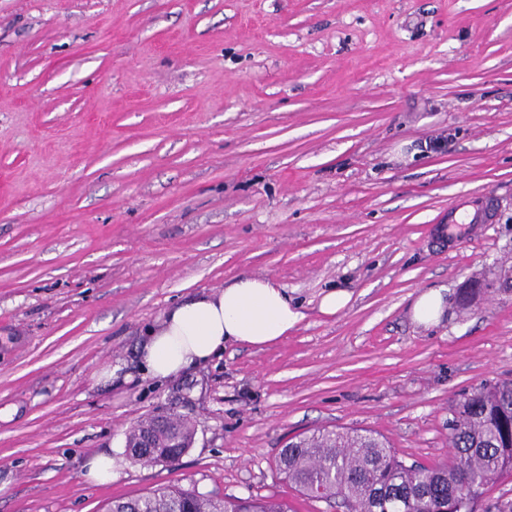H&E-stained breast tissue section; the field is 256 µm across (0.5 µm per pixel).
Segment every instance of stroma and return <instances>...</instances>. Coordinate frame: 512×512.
<instances>
[{
	"mask_svg": "<svg viewBox=\"0 0 512 512\" xmlns=\"http://www.w3.org/2000/svg\"><path fill=\"white\" fill-rule=\"evenodd\" d=\"M462 197L494 214L456 236ZM510 271L512 0H0V512L164 485L341 512L281 448L357 429L445 462L455 395L512 379ZM246 275L298 303L285 340L142 378L169 306ZM169 414L192 447L134 461L130 428ZM351 298L352 296L347 290L333 288L321 296L319 310L325 315H335L349 304ZM445 288H430L416 296L411 304L412 320L430 328L440 323L446 313ZM85 479L94 485H106L112 482V456L97 454L84 465Z\"/></svg>",
	"mask_w": 512,
	"mask_h": 512,
	"instance_id": "1",
	"label": "stroma"
}]
</instances>
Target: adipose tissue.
I'll list each match as a JSON object with an SVG mask.
<instances>
[{"label":"adipose tissue","instance_id":"ef3b65f1","mask_svg":"<svg viewBox=\"0 0 512 512\" xmlns=\"http://www.w3.org/2000/svg\"><path fill=\"white\" fill-rule=\"evenodd\" d=\"M300 319L286 288L276 281L239 277L219 291L167 309L148 328L138 359L149 377L165 379L220 356L229 344L258 348L277 344Z\"/></svg>","mask_w":512,"mask_h":512}]
</instances>
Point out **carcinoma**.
<instances>
[{
	"instance_id": "obj_1",
	"label": "carcinoma",
	"mask_w": 512,
	"mask_h": 512,
	"mask_svg": "<svg viewBox=\"0 0 512 512\" xmlns=\"http://www.w3.org/2000/svg\"><path fill=\"white\" fill-rule=\"evenodd\" d=\"M449 411L448 461L407 463L381 436L320 429L281 449L276 467L289 484L316 499L341 498L345 512H475L484 489L512 476V381L489 380L463 390ZM194 428L180 417L140 421L127 452L163 464L190 447ZM106 512H288L271 498L217 499L194 489L156 488L114 499Z\"/></svg>"
}]
</instances>
